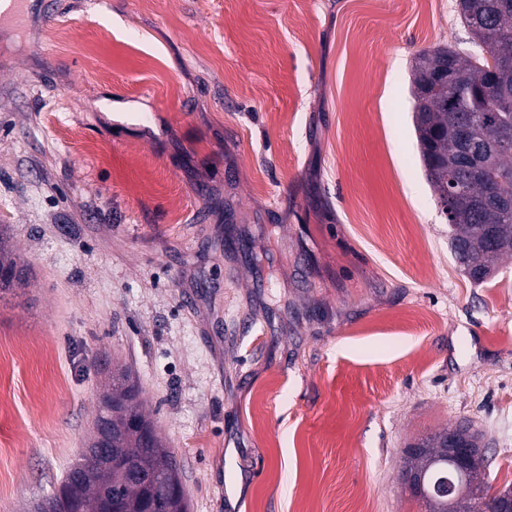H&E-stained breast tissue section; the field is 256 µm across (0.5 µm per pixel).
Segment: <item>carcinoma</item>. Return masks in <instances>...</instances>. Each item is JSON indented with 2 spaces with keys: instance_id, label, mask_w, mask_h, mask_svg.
<instances>
[{
  "instance_id": "obj_1",
  "label": "carcinoma",
  "mask_w": 512,
  "mask_h": 512,
  "mask_svg": "<svg viewBox=\"0 0 512 512\" xmlns=\"http://www.w3.org/2000/svg\"><path fill=\"white\" fill-rule=\"evenodd\" d=\"M458 16L468 30L471 47L438 46L417 53L409 80L413 100V126L426 179L442 211L447 213L449 242L459 271L473 286L491 281L499 259L512 257V210L500 207L480 182L466 184L467 196L452 194L453 182L466 178L460 164V131L471 124L472 137L489 152L491 166L500 176L498 196L512 198V146L502 145L512 124V0H458ZM497 68L489 70L485 56ZM458 76V87L435 81L441 60ZM27 283L24 268L0 257V292ZM136 403L130 414L121 401ZM112 431L111 451L142 463L141 475L121 467H106L89 452L71 470L77 475L81 512H189L185 496L175 495L182 484V466L175 452L163 443L148 418L140 390L129 367L112 363L107 389L93 424V431ZM471 449L472 462L463 478L471 495L454 505V512H497L502 500L512 498V486L490 493L481 475L486 467L483 436L465 422H458L422 438L417 452L406 451L403 471L425 475L440 486L456 475L448 469V434Z\"/></svg>"
}]
</instances>
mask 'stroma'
Listing matches in <instances>:
<instances>
[{
	"instance_id": "obj_1",
	"label": "stroma",
	"mask_w": 512,
	"mask_h": 512,
	"mask_svg": "<svg viewBox=\"0 0 512 512\" xmlns=\"http://www.w3.org/2000/svg\"><path fill=\"white\" fill-rule=\"evenodd\" d=\"M0 512L53 497L103 360L191 512H425L403 451L460 418L512 485V262L472 286L408 66L457 0H31L0 23ZM0 238V299L2 291H6L15 283L25 285L27 283V275L23 272L24 267H18L14 260L2 258V245Z\"/></svg>"
}]
</instances>
